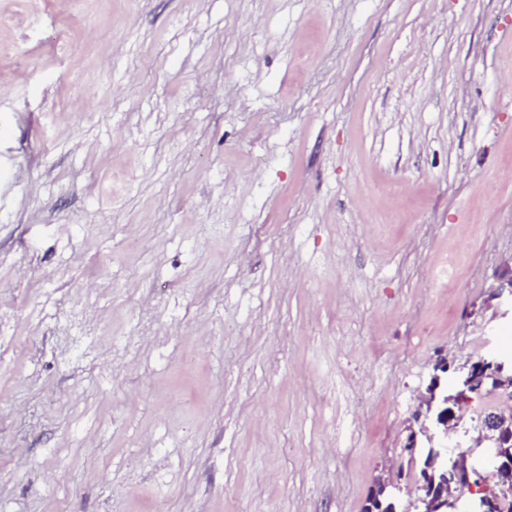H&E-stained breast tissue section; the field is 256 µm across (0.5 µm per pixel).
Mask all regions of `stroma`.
Here are the masks:
<instances>
[{"instance_id":"stroma-1","label":"stroma","mask_w":512,"mask_h":512,"mask_svg":"<svg viewBox=\"0 0 512 512\" xmlns=\"http://www.w3.org/2000/svg\"><path fill=\"white\" fill-rule=\"evenodd\" d=\"M511 77L512 0H0V512H364L512 354ZM497 300L499 304L510 303L512 319V262L496 276L495 283L489 289L488 301ZM489 370H493L501 380L494 390H498L501 396L508 402L512 400V355L507 357L504 355L491 356L490 358H479L477 360L468 361L463 367V375L460 377L463 389L455 396L448 398L442 395L439 398L438 390L440 388V379L434 377L429 385L428 398L426 399L427 411L432 412L429 423L424 421L421 428L422 433L432 444L430 454L423 461V470L428 473L430 470H436L438 465L442 463L444 457L448 456L447 466L438 470L433 475L437 488L447 482L445 475L453 468V460L459 455H454L448 451V435L453 430L458 432L457 426H454L456 413L452 407H448V403L459 406L464 402L473 399V396H484L486 390L484 388V376ZM439 398V399H438ZM434 444V445H433Z\"/></svg>"}]
</instances>
